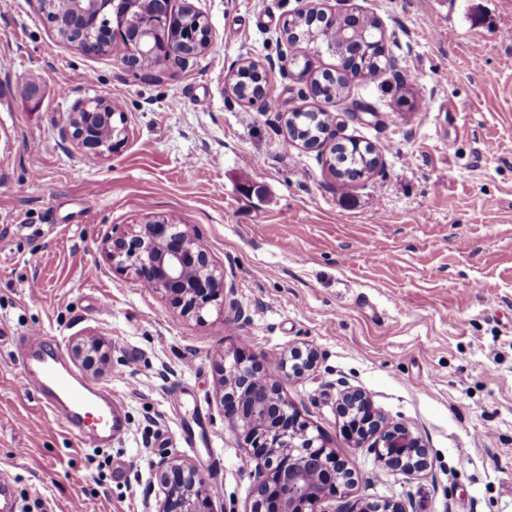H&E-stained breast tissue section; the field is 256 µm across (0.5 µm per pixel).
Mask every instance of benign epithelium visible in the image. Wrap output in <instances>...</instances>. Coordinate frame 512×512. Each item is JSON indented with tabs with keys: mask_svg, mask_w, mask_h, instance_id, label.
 Returning a JSON list of instances; mask_svg holds the SVG:
<instances>
[{
	"mask_svg": "<svg viewBox=\"0 0 512 512\" xmlns=\"http://www.w3.org/2000/svg\"><path fill=\"white\" fill-rule=\"evenodd\" d=\"M102 0H69L63 13L53 20L62 37L79 42L89 26L92 12ZM156 11L139 14L140 38L130 42L124 32L120 40L127 57L118 61L135 70L130 58L141 54L157 61V70L140 78L159 80L192 57L187 47L208 45L210 35L187 31L184 40L149 41V36L171 11V0H154ZM357 52L347 40L337 59L332 78L350 80L344 62ZM109 100L80 102L71 113L69 135L87 154L102 149L115 150L126 136L124 114L106 111ZM119 121H114V116ZM104 254L112 271L131 275L138 285L161 295L184 316L203 319L208 307H224V272L219 270L204 244L189 230L165 220H153L112 234ZM101 347L93 338L75 346L85 361L94 360ZM314 355L299 348L277 359L276 373L263 372V366L242 355L233 356L225 370L221 405L227 418L245 444L252 448L255 461L249 468L252 503L249 512H406L395 500L370 502L353 498L356 480L336 452L327 447L322 435L310 432L309 423L283 393L280 379L300 376L314 367ZM338 413L345 419V432L361 447L373 450L387 470L407 474L428 467L427 449L401 422L377 411L358 388L340 393ZM158 485L155 512H214L217 497L214 486L200 469L178 458L164 457L152 465Z\"/></svg>",
	"mask_w": 512,
	"mask_h": 512,
	"instance_id": "obj_1",
	"label": "benign epithelium"
}]
</instances>
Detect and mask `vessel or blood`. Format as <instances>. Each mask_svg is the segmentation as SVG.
<instances>
[{
	"label": "vessel or blood",
	"instance_id": "b4317fda",
	"mask_svg": "<svg viewBox=\"0 0 512 512\" xmlns=\"http://www.w3.org/2000/svg\"><path fill=\"white\" fill-rule=\"evenodd\" d=\"M24 342L29 347L24 368L45 406L64 416L68 429L83 446L98 448L110 441L121 427L111 392L88 384L55 355L44 351L40 334H28Z\"/></svg>",
	"mask_w": 512,
	"mask_h": 512
}]
</instances>
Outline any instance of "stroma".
Segmentation results:
<instances>
[{
  "instance_id": "1",
  "label": "stroma",
  "mask_w": 512,
  "mask_h": 512,
  "mask_svg": "<svg viewBox=\"0 0 512 512\" xmlns=\"http://www.w3.org/2000/svg\"><path fill=\"white\" fill-rule=\"evenodd\" d=\"M187 1L212 42L147 82L115 51L59 39L39 0H0V476L30 512H148L153 462L177 456L219 486L214 512H248L224 359L298 347L316 366L282 389L358 494L408 512H512V0H316L330 16L377 18L397 64L330 101L300 71H331L335 57L284 35L299 0L172 6ZM270 60L278 108L235 100L231 69ZM95 98L127 126L101 156L68 134L75 104ZM293 111L328 113L333 138L290 142ZM352 139L383 165L344 186L329 165ZM162 219L223 268L239 324L214 306L200 322L181 316L113 272V231ZM33 331L111 390L127 419L112 446H82L22 387L16 339ZM89 336L107 354L90 365L73 351ZM348 386L421 439L425 471L386 470L345 438Z\"/></svg>"
}]
</instances>
